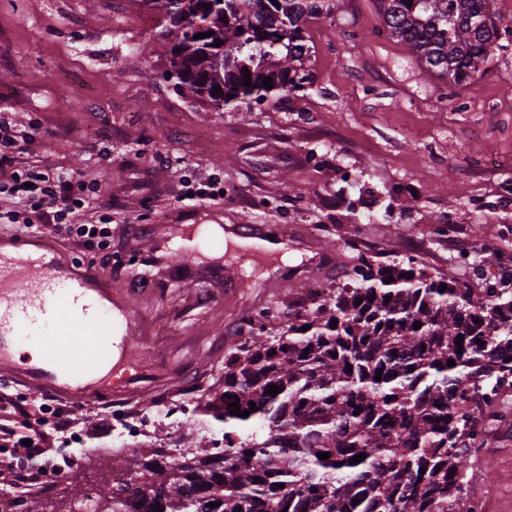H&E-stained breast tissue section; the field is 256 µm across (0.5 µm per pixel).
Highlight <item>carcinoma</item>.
Here are the masks:
<instances>
[{
    "instance_id": "obj_1",
    "label": "carcinoma",
    "mask_w": 512,
    "mask_h": 512,
    "mask_svg": "<svg viewBox=\"0 0 512 512\" xmlns=\"http://www.w3.org/2000/svg\"><path fill=\"white\" fill-rule=\"evenodd\" d=\"M142 2L162 14L168 78L216 112L305 90L313 83L304 69L308 23L336 7ZM378 3L388 35L425 75L452 86L508 49L495 0ZM351 261L341 285L241 314L247 335L225 346L224 390L198 404L224 425L225 451L211 450L204 435L177 457L152 445L132 460L116 456L112 486L74 491L68 512H478L475 485L488 478L482 450L508 414L497 399L512 390V288H474L376 246L357 249ZM235 401L242 412L256 409L238 416ZM325 452L330 458H318ZM358 454L366 458L351 463Z\"/></svg>"
}]
</instances>
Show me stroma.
<instances>
[{"label":"stroma","instance_id":"1","mask_svg":"<svg viewBox=\"0 0 512 512\" xmlns=\"http://www.w3.org/2000/svg\"><path fill=\"white\" fill-rule=\"evenodd\" d=\"M158 11L140 0H0V108L34 140L17 168L50 164L97 185L111 210L112 252L145 258L131 225L254 222L277 235L283 224L316 226L287 238L289 258L268 253L239 266L234 252L178 258L149 268L137 314L148 365L161 379L135 398L83 408L90 448L68 474L88 487L112 445L113 406L150 415L164 401L199 402L224 380V347L246 308L288 300L319 282L333 287L351 268L352 246L377 245L452 270L480 288L487 248L512 255V198L489 157L512 161V112L458 111L470 100L512 99V57L463 87L422 81L395 39L375 40L377 0H347L312 20L315 84L303 96L248 110L216 112L166 79ZM227 189L223 204L180 201L183 185ZM446 234H439V227ZM35 392L0 375V431L24 435ZM489 448L486 512H512V417ZM37 494L66 512L70 494L54 483H0V500Z\"/></svg>","mask_w":512,"mask_h":512}]
</instances>
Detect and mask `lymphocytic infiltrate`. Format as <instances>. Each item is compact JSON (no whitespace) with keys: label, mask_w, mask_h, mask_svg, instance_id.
Instances as JSON below:
<instances>
[{"label":"lymphocytic infiltrate","mask_w":512,"mask_h":512,"mask_svg":"<svg viewBox=\"0 0 512 512\" xmlns=\"http://www.w3.org/2000/svg\"><path fill=\"white\" fill-rule=\"evenodd\" d=\"M32 135L18 125L11 112L0 109V195L18 199L13 208H0V224H18L23 231L82 239L90 250L110 245L112 233L107 224L81 221L80 212L99 200L98 188L85 187L77 174L51 165L31 167L21 173L7 172L12 154L23 153Z\"/></svg>","instance_id":"lymphocytic-infiltrate-1"}]
</instances>
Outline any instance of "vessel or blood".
<instances>
[{
	"label": "vessel or blood",
	"mask_w": 512,
	"mask_h": 512,
	"mask_svg": "<svg viewBox=\"0 0 512 512\" xmlns=\"http://www.w3.org/2000/svg\"><path fill=\"white\" fill-rule=\"evenodd\" d=\"M137 298L58 243L0 234V372L72 404L132 395L153 371L113 378L114 355L134 349Z\"/></svg>",
	"instance_id": "vessel-or-blood-1"
}]
</instances>
